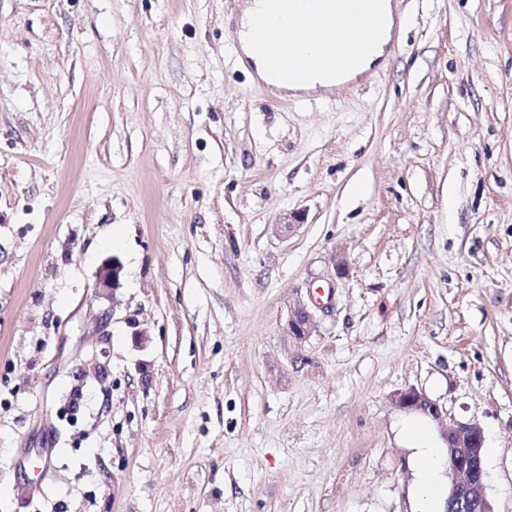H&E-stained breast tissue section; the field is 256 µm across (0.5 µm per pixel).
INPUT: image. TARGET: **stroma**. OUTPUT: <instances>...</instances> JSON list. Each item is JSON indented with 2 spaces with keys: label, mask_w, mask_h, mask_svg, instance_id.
<instances>
[{
  "label": "stroma",
  "mask_w": 512,
  "mask_h": 512,
  "mask_svg": "<svg viewBox=\"0 0 512 512\" xmlns=\"http://www.w3.org/2000/svg\"><path fill=\"white\" fill-rule=\"evenodd\" d=\"M243 3L0 0V512H415L411 386L512 512V0H399L387 66L303 102ZM121 271V265L115 260H112V265L102 266L95 289L99 293L112 290V298L116 297V293L121 287ZM333 291L329 288L326 301L314 296L311 289L308 290L307 300L298 299L289 304L283 326V336L294 347L293 362L299 368L313 365V360L304 354L305 345L316 331L317 312H325L332 306Z\"/></svg>",
  "instance_id": "stroma-1"
}]
</instances>
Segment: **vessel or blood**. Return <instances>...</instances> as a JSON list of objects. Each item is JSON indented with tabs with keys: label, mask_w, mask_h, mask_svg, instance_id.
Here are the masks:
<instances>
[{
	"label": "vessel or blood",
	"mask_w": 512,
	"mask_h": 512,
	"mask_svg": "<svg viewBox=\"0 0 512 512\" xmlns=\"http://www.w3.org/2000/svg\"><path fill=\"white\" fill-rule=\"evenodd\" d=\"M275 2L262 0L248 36L270 77L282 83L302 82L317 73L341 75L357 61L360 29L374 31L380 24L369 0H309L289 15L277 12ZM314 25L320 28L322 48L310 54L304 44Z\"/></svg>",
	"instance_id": "1"
}]
</instances>
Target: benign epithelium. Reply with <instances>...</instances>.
Returning a JSON list of instances; mask_svg holds the SVG:
<instances>
[{
	"mask_svg": "<svg viewBox=\"0 0 512 512\" xmlns=\"http://www.w3.org/2000/svg\"><path fill=\"white\" fill-rule=\"evenodd\" d=\"M121 271V265L115 260L101 267L96 290L100 293H117L121 287ZM332 300L331 290L324 299L310 291L307 299H298L288 306L283 335L294 347V363L301 368L313 365L312 358L304 354L305 345L316 331L317 312L328 310ZM393 404L401 411L426 415L442 426L441 439L445 445L450 478L447 508L451 512H471V509L479 507L482 512H492L484 493L487 473L481 458L484 440L482 428L474 422L448 421V413L415 387L396 393Z\"/></svg>",
	"mask_w": 512,
	"mask_h": 512,
	"instance_id": "7a95c632",
	"label": "benign epithelium"
}]
</instances>
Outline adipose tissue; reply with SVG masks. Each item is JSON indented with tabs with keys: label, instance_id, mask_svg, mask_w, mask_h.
I'll list each match as a JSON object with an SVG mask.
<instances>
[{
	"label": "adipose tissue",
	"instance_id": "ef3b65f1",
	"mask_svg": "<svg viewBox=\"0 0 512 512\" xmlns=\"http://www.w3.org/2000/svg\"><path fill=\"white\" fill-rule=\"evenodd\" d=\"M382 23L372 41L369 51L355 68L345 72L344 79L356 81L369 74L376 64L387 63L394 54L392 31L400 14L394 0H377L375 5ZM398 436L405 447L412 450V466L415 472L413 495L417 512H441L446 489L444 487L443 444L436 436L430 422L419 416L400 420Z\"/></svg>",
	"mask_w": 512,
	"mask_h": 512
}]
</instances>
